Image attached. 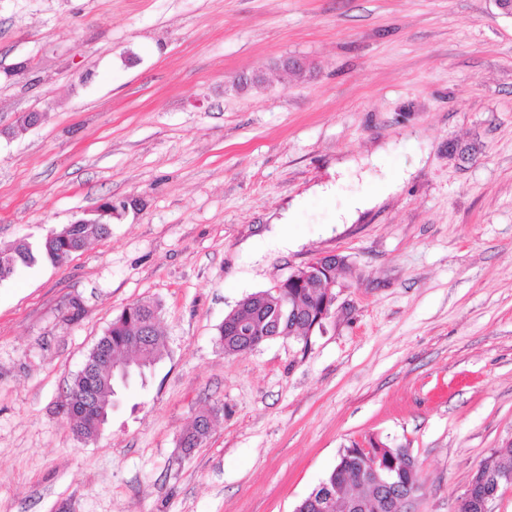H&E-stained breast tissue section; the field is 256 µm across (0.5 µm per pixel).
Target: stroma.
<instances>
[{
    "label": "stroma",
    "mask_w": 512,
    "mask_h": 512,
    "mask_svg": "<svg viewBox=\"0 0 512 512\" xmlns=\"http://www.w3.org/2000/svg\"><path fill=\"white\" fill-rule=\"evenodd\" d=\"M255 69L266 84L237 95ZM107 201V237L0 282V512H294L372 440L416 458L412 512H457L512 444L495 0H0V247ZM334 254L309 343L224 353L241 300ZM136 301L161 307V356L82 442L67 388ZM209 419V415L196 417L192 425L182 434L180 444L188 443L190 447L200 446L209 435Z\"/></svg>",
    "instance_id": "stroma-1"
}]
</instances>
